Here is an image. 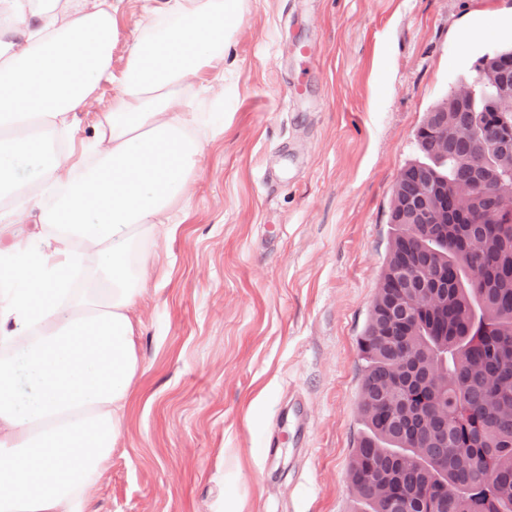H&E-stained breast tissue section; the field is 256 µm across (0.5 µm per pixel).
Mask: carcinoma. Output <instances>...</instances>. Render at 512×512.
Here are the masks:
<instances>
[{"label":"carcinoma","mask_w":512,"mask_h":512,"mask_svg":"<svg viewBox=\"0 0 512 512\" xmlns=\"http://www.w3.org/2000/svg\"><path fill=\"white\" fill-rule=\"evenodd\" d=\"M512 47L485 56L476 66L503 71L512 80ZM494 91L481 86L461 102L455 92L438 102L418 128L421 158L408 163L390 213L391 248L381 282L416 291L438 289L441 302L416 322L401 302L374 301L360 340L364 362L359 411L364 430L349 468L354 483L377 490L355 499L354 512H512V223L485 219L499 198L476 196L469 214L448 201V223L431 224L421 196L430 185L448 190L493 177L501 196L512 197V166L478 170L467 164L479 135L498 155L504 140L495 113ZM455 114L457 131L443 139L435 129ZM427 225L423 245L411 240V226ZM476 243L470 265L480 274L479 293L466 285V270L448 255L447 244ZM413 327L409 347L389 341L391 326ZM439 369L440 384L430 378ZM439 405L433 416L427 402ZM421 436L424 455L409 447ZM428 485L435 493L418 498Z\"/></svg>","instance_id":"1"}]
</instances>
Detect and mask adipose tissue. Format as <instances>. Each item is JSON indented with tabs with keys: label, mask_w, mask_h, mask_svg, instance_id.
I'll return each instance as SVG.
<instances>
[{
	"label": "adipose tissue",
	"mask_w": 512,
	"mask_h": 512,
	"mask_svg": "<svg viewBox=\"0 0 512 512\" xmlns=\"http://www.w3.org/2000/svg\"><path fill=\"white\" fill-rule=\"evenodd\" d=\"M121 2L0 0V512H90L146 372L134 308L220 129L244 0H145L116 71Z\"/></svg>",
	"instance_id": "adipose-tissue-1"
}]
</instances>
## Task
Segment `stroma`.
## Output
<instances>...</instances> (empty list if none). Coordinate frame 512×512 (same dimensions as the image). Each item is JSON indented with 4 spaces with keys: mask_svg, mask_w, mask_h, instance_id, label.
I'll list each match as a JSON object with an SVG mask.
<instances>
[{
    "mask_svg": "<svg viewBox=\"0 0 512 512\" xmlns=\"http://www.w3.org/2000/svg\"><path fill=\"white\" fill-rule=\"evenodd\" d=\"M476 2L247 0L224 133L134 311L147 372L93 512H352L397 179L432 107L512 45V0ZM142 4L116 15L113 70ZM292 400L298 438L277 425Z\"/></svg>",
    "mask_w": 512,
    "mask_h": 512,
    "instance_id": "stroma-1",
    "label": "stroma"
}]
</instances>
